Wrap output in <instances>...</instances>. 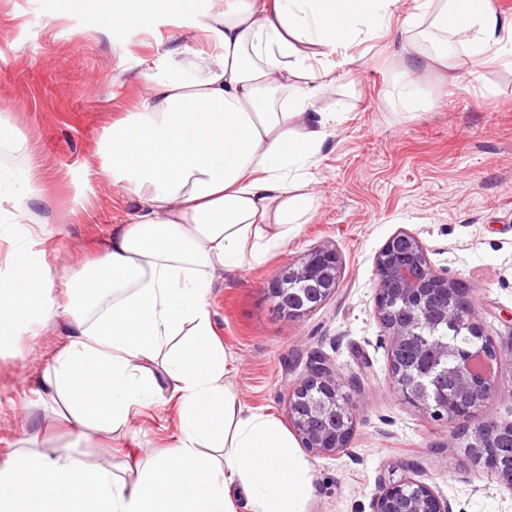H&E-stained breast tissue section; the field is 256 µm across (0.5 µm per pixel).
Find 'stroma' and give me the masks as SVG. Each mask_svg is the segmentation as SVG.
I'll return each instance as SVG.
<instances>
[{"label":"stroma","mask_w":512,"mask_h":512,"mask_svg":"<svg viewBox=\"0 0 512 512\" xmlns=\"http://www.w3.org/2000/svg\"><path fill=\"white\" fill-rule=\"evenodd\" d=\"M225 4L132 0L136 20L116 27L99 0H0V118L17 135L0 143V170L17 181L0 209L13 214L19 234L47 218L44 248L56 281L95 257L138 206L105 173L112 158L100 147L113 122L139 107L145 81L171 48H203L194 19ZM427 35L396 18L386 36L363 34L350 46L353 63L318 103L345 119L328 129L308 171L305 191L316 204L305 224L261 263L214 275L209 310L232 359L228 381L245 409L291 429L288 396L313 352L335 363L356 405L348 451H300L313 476L306 512H371L380 481L400 477L408 464L452 512H512V491L450 446L451 426L401 401L391 384L389 338L375 314L377 254L396 232H412L435 270L475 288L494 341L499 392L473 422H512V66L476 64L452 35L447 66L405 71L402 44ZM407 72L433 97L424 111H406L401 102ZM36 194L51 208L33 202ZM315 247L336 250L339 288L319 308L288 318L270 284ZM69 329L64 318L33 328L0 354V460L73 448L87 466L135 481L178 435L175 405L143 409L129 432L109 437L83 435L36 406Z\"/></svg>","instance_id":"1"}]
</instances>
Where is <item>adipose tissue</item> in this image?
I'll return each mask as SVG.
<instances>
[{"label": "adipose tissue", "mask_w": 512, "mask_h": 512, "mask_svg": "<svg viewBox=\"0 0 512 512\" xmlns=\"http://www.w3.org/2000/svg\"><path fill=\"white\" fill-rule=\"evenodd\" d=\"M404 0H233L200 13L214 50L173 49L140 108L112 126V179L140 206L104 253L56 284L29 230L0 267V352L30 323L72 324L41 405L64 399L88 433L128 431L140 409L178 403L179 433L133 483L73 452L0 462V512H305L312 476L275 417L244 410L207 297L216 270L260 261L295 236L313 201L300 188L338 112L314 104L361 33L387 30ZM432 58L448 36L473 56L512 59V23L489 0H420ZM62 298H54V290ZM160 361V370L150 362Z\"/></svg>", "instance_id": "adipose-tissue-1"}]
</instances>
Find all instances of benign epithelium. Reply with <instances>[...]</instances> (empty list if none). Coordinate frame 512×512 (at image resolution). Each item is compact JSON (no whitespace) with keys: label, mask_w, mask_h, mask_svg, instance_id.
<instances>
[{"label":"benign epithelium","mask_w":512,"mask_h":512,"mask_svg":"<svg viewBox=\"0 0 512 512\" xmlns=\"http://www.w3.org/2000/svg\"><path fill=\"white\" fill-rule=\"evenodd\" d=\"M376 314L389 335L391 381L402 400L434 421L463 423L497 392V353L485 334L475 289L437 272L427 248L415 234L400 230L388 239L376 257ZM340 264L336 250L319 247L291 260L273 285L278 308L290 318L319 307L339 287ZM454 323L457 332L473 344L451 367L456 388L442 386L435 373L422 367L409 353L448 363L452 346L435 337L434 330ZM355 405L342 391L336 365L313 354L307 373L292 388L289 418L303 447L317 454L336 455L349 446L354 432ZM512 438V423L494 431L476 429L467 447L469 460L493 476L500 486L512 489V468H500L499 440ZM372 512H451L447 499L431 485L410 475L381 483L372 499Z\"/></svg>","instance_id":"benign-epithelium-1"}]
</instances>
